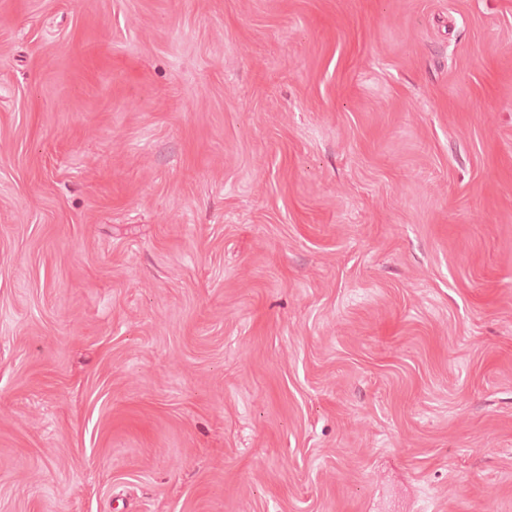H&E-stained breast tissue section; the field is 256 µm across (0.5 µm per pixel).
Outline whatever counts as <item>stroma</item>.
<instances>
[{
    "label": "stroma",
    "mask_w": 512,
    "mask_h": 512,
    "mask_svg": "<svg viewBox=\"0 0 512 512\" xmlns=\"http://www.w3.org/2000/svg\"><path fill=\"white\" fill-rule=\"evenodd\" d=\"M0 512H512V0H0Z\"/></svg>",
    "instance_id": "1"
}]
</instances>
